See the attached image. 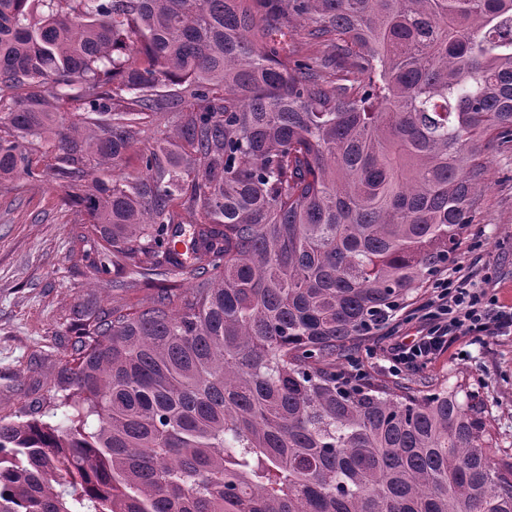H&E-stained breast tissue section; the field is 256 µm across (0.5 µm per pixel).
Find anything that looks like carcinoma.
I'll list each match as a JSON object with an SVG mask.
<instances>
[{"mask_svg": "<svg viewBox=\"0 0 512 512\" xmlns=\"http://www.w3.org/2000/svg\"><path fill=\"white\" fill-rule=\"evenodd\" d=\"M499 142L512 0H0V191L58 185L94 278L154 289L73 309L63 419L0 417V512H512L463 385L338 369Z\"/></svg>", "mask_w": 512, "mask_h": 512, "instance_id": "cac0c4a2", "label": "carcinoma"}]
</instances>
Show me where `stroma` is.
Instances as JSON below:
<instances>
[{"mask_svg":"<svg viewBox=\"0 0 512 512\" xmlns=\"http://www.w3.org/2000/svg\"><path fill=\"white\" fill-rule=\"evenodd\" d=\"M487 158L482 207L462 235L456 264L501 297L512 287V143L494 145ZM63 197L46 181H27L0 195V417L49 413L44 398L53 393L60 368L73 360L66 326L75 306L116 300L137 306L150 299L144 289L97 285L90 272L94 245L80 240L81 228ZM429 295L422 288L340 368L356 366L363 374L408 384L465 383L497 437L500 456L512 458V335L458 338L425 365L395 375L387 369L390 348L415 334Z\"/></svg>","mask_w":512,"mask_h":512,"instance_id":"1","label":"stroma"}]
</instances>
